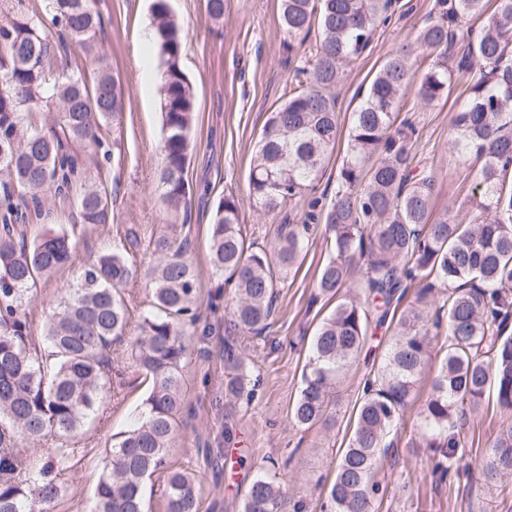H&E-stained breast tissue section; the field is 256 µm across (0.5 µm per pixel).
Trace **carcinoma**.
I'll return each instance as SVG.
<instances>
[{
	"mask_svg": "<svg viewBox=\"0 0 512 512\" xmlns=\"http://www.w3.org/2000/svg\"><path fill=\"white\" fill-rule=\"evenodd\" d=\"M436 0L413 42L385 59L354 112L346 155L329 201H308L300 224L281 226L274 242L247 239L239 200L214 206L209 262L233 288L226 301L234 330L256 338L268 332L277 288L309 243L310 224L329 231L330 253L314 298L335 303L312 342L303 387L291 406L293 422L326 427L331 395L365 347L368 335L391 329L387 351L365 377L352 432L336 460L328 492L330 512H372L384 493L377 474L385 439L403 419L418 380L433 370L420 427L433 451L439 483L467 474L458 420L487 393L512 413V0ZM391 0H281L282 25L307 38L317 26L311 66L288 99L270 113L249 171V198L273 213L306 199L335 152L339 138L336 88L388 19ZM159 73L163 199L175 214L187 210L186 179L195 118V92L183 72L181 28L167 0H153ZM485 16L478 31L469 18ZM102 17L91 0H43L41 12L0 24V512H49L62 494L54 463L70 448L48 449L51 461L31 469L16 448L20 438L72 440L95 416L116 373L112 345L126 334L123 287L138 279L153 285V311L131 345L130 360L149 389L134 425L120 433L93 494L91 512H146L147 478L166 468L168 449L184 408L182 342L186 324L198 325V278L187 237L177 225L149 238L153 264L144 268L119 249L84 267L77 284L48 315L46 357L29 347L24 293L69 265L77 225L46 232L29 244L19 231L28 211L41 217V193L71 189L77 150L101 147L102 128L120 122V81L107 71L92 77L69 71L75 51L98 52ZM432 59L416 76L417 52ZM470 83L455 114L452 148L466 165H479V201L464 215L433 216L435 182L417 177L413 123L399 119L398 100L412 83L430 106L449 95L456 73ZM55 109L52 123L40 117ZM82 225L112 223L108 192L94 186L78 196ZM414 302L402 304L408 293ZM444 335V357L431 368L432 343ZM251 369L237 345L224 344V405H250ZM512 478V426L502 430L480 466L479 479L500 486ZM166 512H197L198 485L170 471ZM243 512H288V493L276 476L251 484Z\"/></svg>",
	"mask_w": 512,
	"mask_h": 512,
	"instance_id": "carcinoma-1",
	"label": "carcinoma"
}]
</instances>
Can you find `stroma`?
<instances>
[{"instance_id": "35a3bbf8", "label": "stroma", "mask_w": 512, "mask_h": 512, "mask_svg": "<svg viewBox=\"0 0 512 512\" xmlns=\"http://www.w3.org/2000/svg\"><path fill=\"white\" fill-rule=\"evenodd\" d=\"M151 3L94 0L103 18L99 40L113 75L122 84L125 103L119 125L102 132L103 150L83 153L82 174L111 194L114 220L86 226L76 237L71 264L26 293L31 339L41 344L47 314L57 305L62 289L75 286L81 267L105 249L127 248L128 229H135L142 240L141 246L127 248L128 258L145 265L149 256L144 241L167 225H181L192 244L200 322L209 325L210 332L205 336L189 333L184 338L185 409L169 450L167 470L154 473L147 482V508L165 512L164 489L172 469L195 476L200 488L198 512H242L253 479L277 463L287 467L289 498L302 503L304 512H322L339 450L346 446L352 430V410L361 395L359 383L367 371L366 361L381 356L389 333L382 329L369 338L360 361L338 385L331 429L307 430L291 421L289 412L302 385L307 353L290 350L288 342L302 331H315L331 310L327 304H309L329 255L325 229L317 227L306 255L279 290L270 337L241 342L259 381L256 398L250 406L225 412L224 341L234 330L224 305L232 290L209 264L210 211L195 206L188 216H177L163 200L158 180L163 165L159 151L161 57L153 38ZM434 4L435 0H394L390 20L379 24L370 50L337 90L341 136L309 197L332 193L359 91L393 48L416 38ZM169 6L185 34L181 67L195 90L189 183L209 185L216 198L234 195L241 203L248 235L262 244L273 242L280 225L301 223L306 205L295 202L271 214L256 210L249 198L248 172L270 112L287 100L294 69L314 51L318 35L310 33L303 42L290 39L281 24V0H225L224 20L217 26L208 18L204 0H169ZM468 83L466 74L457 75L448 98L429 107L420 103L412 88L400 102V114L409 116L417 128L414 162L437 183L434 208L438 211L464 212L473 205L478 171L460 164L451 147L453 118L466 97ZM45 209L43 219L24 226L26 241L80 221L76 193L48 197ZM112 356L124 373V382L112 390L96 419L74 441L69 459L59 464L64 491L51 512H86L116 434L131 427L147 396L148 383L131 368L127 347H116ZM429 391V379H422L411 408L387 438L389 448L379 473L386 493L377 501L376 512H512V483L499 487L479 481L440 484L432 478L431 451L417 418ZM511 422L512 416L500 411L491 396L468 413L463 421V465L478 462ZM228 428L233 431L229 438L224 435Z\"/></svg>"}]
</instances>
